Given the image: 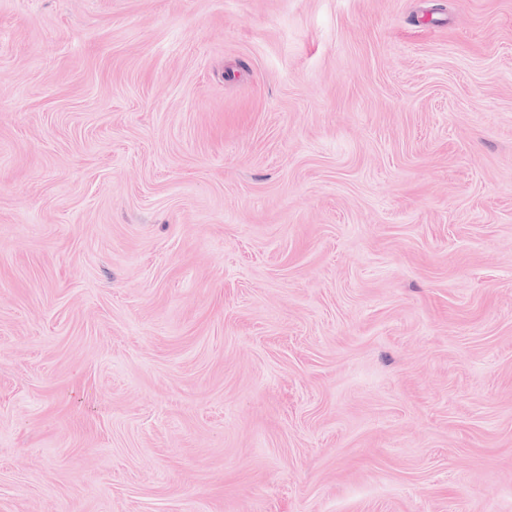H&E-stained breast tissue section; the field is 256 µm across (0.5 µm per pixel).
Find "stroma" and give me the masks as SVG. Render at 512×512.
Listing matches in <instances>:
<instances>
[{
  "mask_svg": "<svg viewBox=\"0 0 512 512\" xmlns=\"http://www.w3.org/2000/svg\"><path fill=\"white\" fill-rule=\"evenodd\" d=\"M0 512H512V0H0Z\"/></svg>",
  "mask_w": 512,
  "mask_h": 512,
  "instance_id": "35a3bbf8",
  "label": "stroma"
}]
</instances>
